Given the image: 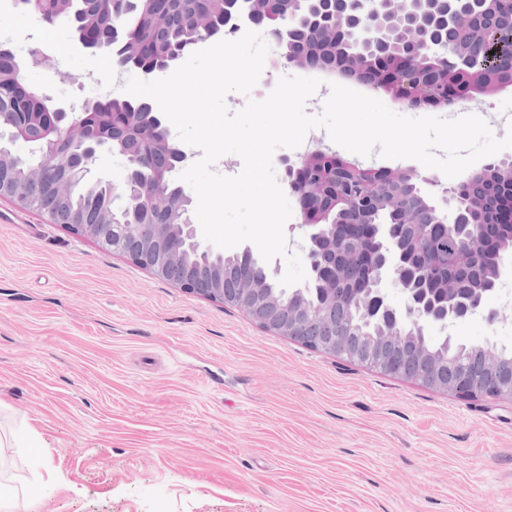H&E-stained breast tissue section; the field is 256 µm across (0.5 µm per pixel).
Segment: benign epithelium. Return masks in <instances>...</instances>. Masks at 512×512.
I'll return each mask as SVG.
<instances>
[{
	"instance_id": "benign-epithelium-1",
	"label": "benign epithelium",
	"mask_w": 512,
	"mask_h": 512,
	"mask_svg": "<svg viewBox=\"0 0 512 512\" xmlns=\"http://www.w3.org/2000/svg\"><path fill=\"white\" fill-rule=\"evenodd\" d=\"M224 9L225 28L236 29L251 24L266 30L276 45L285 37H295V51L289 62L300 68L336 69L314 56L307 48L306 38L298 35V26L307 21L321 20L336 30V39L351 44L342 68L347 77L382 89L394 102L407 107L437 106V102L467 101L474 94L496 90L486 82L488 72L503 61L489 51L501 46L504 30L501 25L486 20L488 0H306L304 15L296 25L286 28L273 23L279 11V0H237L229 7L227 0H215ZM72 37L92 51L101 49L105 41L96 38L93 24L78 30L69 27ZM113 48L127 50L137 59L141 56L139 30L119 25L111 33ZM188 46L173 50L165 65H152L146 60L133 65L145 75L164 72L180 60ZM0 63L17 73L11 85L14 97L26 101L38 95L28 82L27 63L18 59L12 49L0 47ZM152 109V101L142 99L126 112H114L105 117V124L91 125L85 112L62 103L51 114L33 113L42 123L38 153L41 164L27 172L37 193L55 199V207L66 221L61 226L72 234L94 242L142 267L153 277L170 282L180 290L207 300L220 302L243 311L256 325L276 336L304 343L302 333L318 321L327 335L318 338L316 350L339 356L366 367L389 370L397 362L409 359L419 367L414 381L433 391L458 399L468 398L471 389L468 375L461 371L454 376L445 372L447 356L420 344L415 336L428 324L453 322L484 310L488 296L506 272L504 263L489 281L488 287L473 289L460 295L453 281L439 288L444 310L420 301L417 295L416 269L407 259L408 248L396 241L392 224H376L358 219L345 224H331L329 211L320 206L328 187L327 180L336 173L358 177L370 190H376L386 180L410 175L402 169L376 173L361 169L334 155L320 150L308 154L300 162L281 160L284 181L296 198L303 226L306 228L310 278L329 289V295L316 310L303 303L285 305L271 295L266 287L247 275L215 263L203 271L184 262L186 248H199L211 255L224 253L206 245L200 239L197 225L190 212L191 199L179 186L174 174L187 159L186 152L171 139L156 137V128L141 119V111ZM115 131L133 133L149 146V152L132 161L124 146L112 140ZM30 145L25 126L0 113V198L26 205L25 185L12 177L18 155L13 147ZM102 151L120 155L127 162V175L118 192H129L134 198V213H151L159 201L176 193L182 204L176 205L164 222L112 223V212L103 210L96 215L69 211L62 207L69 197L74 174L90 173V163ZM472 176L446 185L434 177L415 178L416 200L422 210L421 230L425 235L440 230L449 231L463 244L462 261L474 259L472 246H486L485 224L478 212L467 206ZM440 186L439 194L428 193L423 184ZM374 241L380 245L378 263L369 276V286L351 300L349 308L382 322L375 337L365 341L353 336L335 334L336 329V254L344 245L363 251ZM393 285L406 298L408 320L401 321L400 312L389 302L386 286ZM487 374L493 378L489 398L512 401V372L501 373L503 359L488 348H480Z\"/></svg>"
}]
</instances>
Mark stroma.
<instances>
[{"mask_svg": "<svg viewBox=\"0 0 512 512\" xmlns=\"http://www.w3.org/2000/svg\"><path fill=\"white\" fill-rule=\"evenodd\" d=\"M53 102L106 98L111 58L15 0ZM512 277L432 341L512 349ZM0 485L18 512H512V402L463 400L273 336L0 199ZM36 432V448L18 437Z\"/></svg>", "mask_w": 512, "mask_h": 512, "instance_id": "1", "label": "stroma"}]
</instances>
